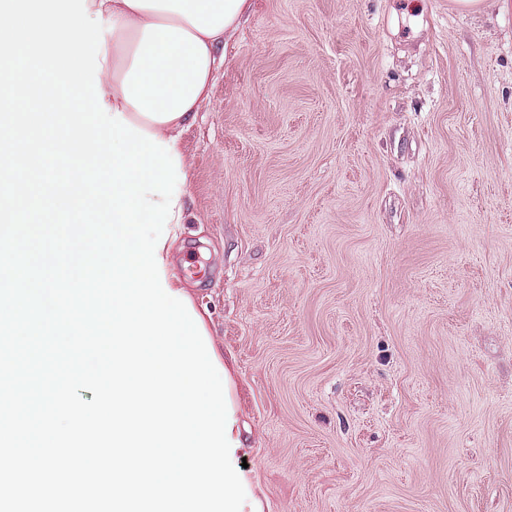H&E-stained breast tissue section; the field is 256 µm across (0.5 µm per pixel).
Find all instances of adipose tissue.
<instances>
[{
    "label": "adipose tissue",
    "instance_id": "obj_1",
    "mask_svg": "<svg viewBox=\"0 0 512 512\" xmlns=\"http://www.w3.org/2000/svg\"><path fill=\"white\" fill-rule=\"evenodd\" d=\"M248 0H86L111 24L99 55L104 101L179 146L224 60V34Z\"/></svg>",
    "mask_w": 512,
    "mask_h": 512
}]
</instances>
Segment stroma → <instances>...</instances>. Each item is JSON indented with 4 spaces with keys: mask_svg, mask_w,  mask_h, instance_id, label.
Returning <instances> with one entry per match:
<instances>
[{
    "mask_svg": "<svg viewBox=\"0 0 512 512\" xmlns=\"http://www.w3.org/2000/svg\"><path fill=\"white\" fill-rule=\"evenodd\" d=\"M171 250L262 512H512V0H249Z\"/></svg>",
    "mask_w": 512,
    "mask_h": 512,
    "instance_id": "obj_1",
    "label": "stroma"
}]
</instances>
